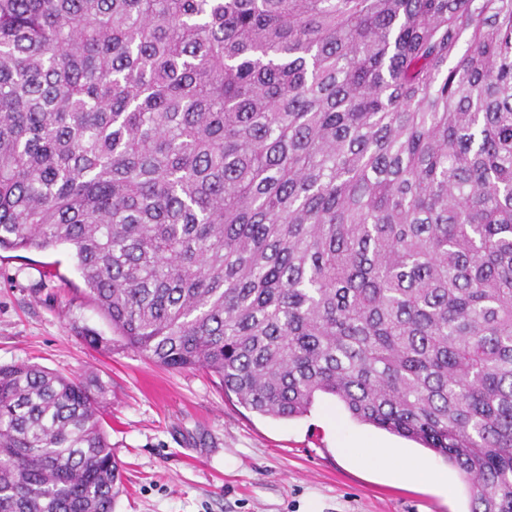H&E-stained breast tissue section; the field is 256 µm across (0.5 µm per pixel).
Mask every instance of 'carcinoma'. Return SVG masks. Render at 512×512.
Returning <instances> with one entry per match:
<instances>
[{
  "label": "carcinoma",
  "instance_id": "cac0c4a2",
  "mask_svg": "<svg viewBox=\"0 0 512 512\" xmlns=\"http://www.w3.org/2000/svg\"><path fill=\"white\" fill-rule=\"evenodd\" d=\"M61 246L125 346L512 512V0H0V250ZM106 394L0 366V512H112Z\"/></svg>",
  "mask_w": 512,
  "mask_h": 512
}]
</instances>
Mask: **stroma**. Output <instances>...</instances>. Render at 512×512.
<instances>
[{
	"label": "stroma",
	"instance_id": "1",
	"mask_svg": "<svg viewBox=\"0 0 512 512\" xmlns=\"http://www.w3.org/2000/svg\"><path fill=\"white\" fill-rule=\"evenodd\" d=\"M59 274L45 275L48 265ZM68 251L0 250V366L91 374L108 384L106 427L123 480L112 512H469L459 473L417 443L354 421L330 395L274 419L203 370L163 368L113 338ZM87 328L112 344L94 348ZM360 444L427 462L447 495L344 455Z\"/></svg>",
	"mask_w": 512,
	"mask_h": 512
}]
</instances>
